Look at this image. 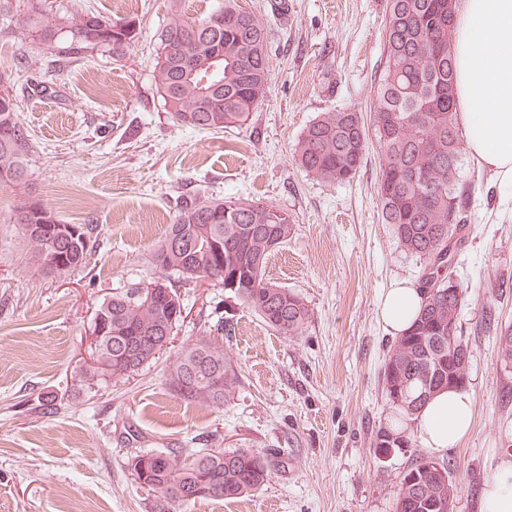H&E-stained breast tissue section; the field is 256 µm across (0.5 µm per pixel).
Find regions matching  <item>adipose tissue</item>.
Wrapping results in <instances>:
<instances>
[{
  "label": "adipose tissue",
  "mask_w": 512,
  "mask_h": 512,
  "mask_svg": "<svg viewBox=\"0 0 512 512\" xmlns=\"http://www.w3.org/2000/svg\"><path fill=\"white\" fill-rule=\"evenodd\" d=\"M451 51L456 104L469 157L512 186V0H454ZM422 304L418 289L400 285L385 293L379 313L389 330L408 331ZM471 397L458 389L431 396L407 422L431 453L455 448L472 424ZM480 512H512V462L485 482Z\"/></svg>",
  "instance_id": "adipose-tissue-1"
}]
</instances>
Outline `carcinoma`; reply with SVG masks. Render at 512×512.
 I'll return each instance as SVG.
<instances>
[{
    "instance_id": "carcinoma-1",
    "label": "carcinoma",
    "mask_w": 512,
    "mask_h": 512,
    "mask_svg": "<svg viewBox=\"0 0 512 512\" xmlns=\"http://www.w3.org/2000/svg\"><path fill=\"white\" fill-rule=\"evenodd\" d=\"M382 31L384 61L374 89L370 122L351 109L321 113L302 132L294 149L300 168L326 183H346L360 172L374 140L380 156V197L383 223L391 225L398 247L423 261L417 289L424 305L416 325L398 337L382 368L386 396L394 409L418 411L433 394L467 378L473 355L462 338L459 312L463 290L450 271L466 240L475 179L466 174L467 157L455 100V62L450 44L453 0H388ZM27 25L45 44L55 26L41 15ZM70 50L76 53L107 48L117 57L137 38L131 20H112L85 12L70 26ZM224 50V69L204 97L198 84L183 78L184 60L205 61ZM264 25L242 10L236 0H222L212 13L190 18L173 0L170 17L159 34L156 80L171 118L198 130H222L244 124L263 97L270 73ZM30 152L29 136L17 116L12 94L0 90V185L22 181ZM14 221L33 249L37 271L58 281L85 266L96 242V226L62 224L51 233L44 225L58 218L42 203L29 200L16 208ZM290 217L266 205L190 197L176 211L172 224L151 254L152 265L189 285L210 279L224 285L263 322L286 335L302 332L310 318L308 305L287 288L270 281V256L288 241ZM179 240L183 247L175 249ZM164 292L148 302L139 293L150 287ZM184 306L171 282L137 283L105 295L91 322L103 327L90 356L95 363L83 373L92 383L105 376L136 373L167 349L164 336L185 321L173 315ZM232 319L219 318L210 333L183 343L167 370L170 393L187 402L220 409L234 399L239 375L224 350ZM132 341L131 354L121 351ZM498 361L512 369V332L498 338ZM224 388H212L214 375ZM405 436L386 428L377 431L375 447L388 453ZM274 449L135 448L124 465L140 480L139 465L148 472L151 512H177L198 500H231L261 489L274 467ZM451 465L422 456L407 466L395 499V512H443Z\"/></svg>"
}]
</instances>
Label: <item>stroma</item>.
I'll return each instance as SVG.
<instances>
[{
	"mask_svg": "<svg viewBox=\"0 0 512 512\" xmlns=\"http://www.w3.org/2000/svg\"><path fill=\"white\" fill-rule=\"evenodd\" d=\"M388 0H237L265 26L272 61L265 94L242 126L218 132L172 122L154 72L157 33L171 0H12L0 14V87L17 102L31 143L28 175L0 186V512H150V496L123 467L134 448H275L280 461L255 494L199 501L182 512H394L400 479L424 455L418 437L380 453L395 411L381 372L394 341L381 294L416 284L422 264L395 243L377 196L379 159L328 185L293 160L305 127L333 108L369 111L383 56ZM59 33L26 25L32 7ZM135 20L123 57L68 50L85 12ZM53 71V86L38 81ZM477 193L457 279L460 324L473 347L465 386L473 427L445 457L460 493L454 512H478L482 484L512 461V374L495 336L473 329L485 309L512 329V188L469 166ZM249 200L286 212L294 232L268 278L310 309L303 332L264 324L221 285L181 286L188 316L156 362L85 386L86 332L103 296L159 275L150 254L190 196ZM36 199L68 224H94L99 246L69 281L41 275L13 217ZM234 323L224 347L240 382L221 409L177 400L165 381L183 342L206 335L218 311ZM58 397L56 414L36 408Z\"/></svg>",
	"mask_w": 512,
	"mask_h": 512,
	"instance_id": "35a3bbf8",
	"label": "stroma"
}]
</instances>
